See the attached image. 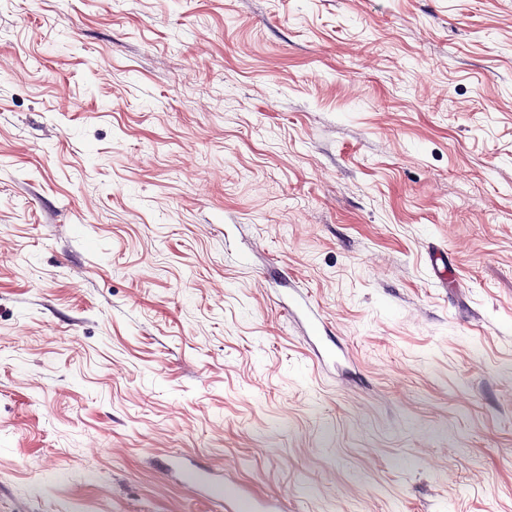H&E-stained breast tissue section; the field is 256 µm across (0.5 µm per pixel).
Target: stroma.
<instances>
[{"label": "stroma", "instance_id": "obj_1", "mask_svg": "<svg viewBox=\"0 0 512 512\" xmlns=\"http://www.w3.org/2000/svg\"><path fill=\"white\" fill-rule=\"evenodd\" d=\"M180 456L512 512V0H0V512H222Z\"/></svg>", "mask_w": 512, "mask_h": 512}]
</instances>
